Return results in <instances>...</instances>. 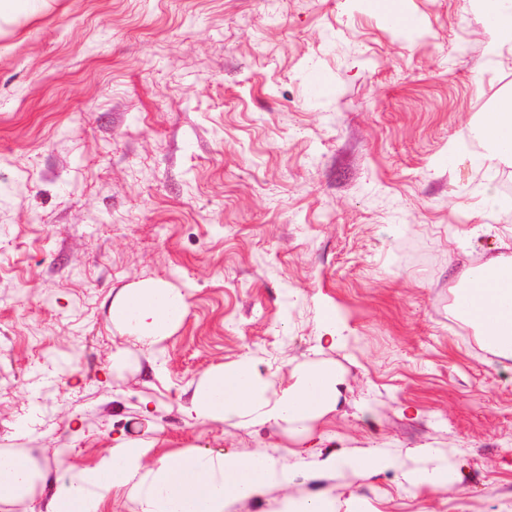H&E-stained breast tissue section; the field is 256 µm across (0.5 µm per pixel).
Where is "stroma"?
I'll return each mask as SVG.
<instances>
[{"label": "stroma", "instance_id": "1", "mask_svg": "<svg viewBox=\"0 0 512 512\" xmlns=\"http://www.w3.org/2000/svg\"><path fill=\"white\" fill-rule=\"evenodd\" d=\"M490 39L476 0L0 12V448L88 467L133 421L158 457L294 467L231 512L307 498L309 447L384 450L400 470L326 476L334 512H512V358L458 333L452 305L461 266L512 236V207L480 203L512 161L475 165L469 136L512 93V50ZM316 71L328 90L313 97ZM472 224L495 231L449 243ZM147 278L188 304L161 353L109 312ZM326 306L346 347L319 340ZM246 356L273 372L274 396L295 365L335 364V409L300 432L188 419L193 382ZM436 450L447 488L408 489L404 472Z\"/></svg>", "mask_w": 512, "mask_h": 512}]
</instances>
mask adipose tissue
Here are the masks:
<instances>
[{
  "label": "adipose tissue",
  "mask_w": 512,
  "mask_h": 512,
  "mask_svg": "<svg viewBox=\"0 0 512 512\" xmlns=\"http://www.w3.org/2000/svg\"><path fill=\"white\" fill-rule=\"evenodd\" d=\"M490 155L512 158V97L484 112L477 129ZM466 286L464 317L498 355L512 357V243L503 253L460 274ZM113 322L137 341L161 347L181 325L185 297L161 279L142 280L123 288L109 307ZM293 382L279 397L268 394L272 373L245 358L217 365L193 385L186 415L193 420H227L249 427L287 424L300 430L336 407L335 367L294 369ZM152 443L118 434L90 467L52 474L36 459L0 448V504L7 505L35 490L47 495L46 512H105L113 493L123 491L137 512H229L235 501L272 486L292 482L289 467L267 458L224 455L185 449L153 457ZM326 472L348 471L370 478L397 468L392 454L357 451L330 455L317 463Z\"/></svg>",
  "instance_id": "1"
}]
</instances>
